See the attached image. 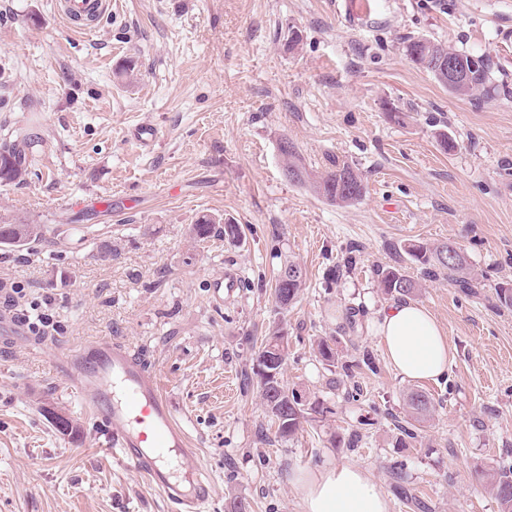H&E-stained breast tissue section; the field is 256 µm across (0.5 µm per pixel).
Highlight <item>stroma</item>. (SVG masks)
Returning a JSON list of instances; mask_svg holds the SVG:
<instances>
[{
    "mask_svg": "<svg viewBox=\"0 0 512 512\" xmlns=\"http://www.w3.org/2000/svg\"><path fill=\"white\" fill-rule=\"evenodd\" d=\"M420 38L483 57L488 90L449 92L408 56ZM140 123L158 130L152 148L131 137ZM14 131L35 146L24 180L0 181V222L44 237L0 248V312L22 322L36 303L53 326L0 340V512H174L101 451L53 368L59 349L99 338L157 375L210 477L207 512H302L291 474L341 464L365 470L390 512H500L482 475L512 463V310L495 301L512 283V0H112L93 35L54 0H0V138ZM284 141L309 169L350 164L365 194L336 205L289 181ZM67 196L89 204L59 208ZM204 215L239 224L240 240H191ZM448 240L476 288L422 279L405 252ZM288 259L306 282L283 310ZM380 266L421 278L416 301L453 350L447 380L386 363ZM228 272L240 286L216 299ZM276 323L287 387L324 407L290 440L250 379ZM323 338L339 367L317 358ZM416 390L435 413L406 439ZM288 270L295 272V276L289 280H285L284 276ZM305 283V274L302 267L294 261L288 260L280 267L276 278L274 288L275 303L278 308L283 309L284 305L288 306L294 303L299 296Z\"/></svg>",
    "mask_w": 512,
    "mask_h": 512,
    "instance_id": "obj_1",
    "label": "stroma"
}]
</instances>
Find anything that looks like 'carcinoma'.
<instances>
[{
  "instance_id": "1",
  "label": "carcinoma",
  "mask_w": 512,
  "mask_h": 512,
  "mask_svg": "<svg viewBox=\"0 0 512 512\" xmlns=\"http://www.w3.org/2000/svg\"><path fill=\"white\" fill-rule=\"evenodd\" d=\"M453 58L460 70L471 75V83L478 90L486 86L489 69L481 56L453 52ZM30 137L18 135L0 142V179L16 181L28 173L27 149ZM285 157L286 176L299 183H310L315 192L332 204H349L362 197L364 184L362 176L349 164L335 163L321 175L307 170L294 147L283 142L280 146ZM219 232L228 240L241 236L239 225L227 222L224 227L216 228V222L207 216L191 225L190 234L196 241H206ZM42 236L39 224H0V245L4 247L22 246L30 240ZM407 255L415 262L426 277L434 278L440 273L448 275L449 280L461 288L473 287L471 268L467 255L454 242L437 245L411 243L405 247ZM378 287L388 296L414 297L422 288L405 271L396 267H380L376 270ZM305 283L302 267L289 260L280 267L274 288L275 303L278 308L293 304ZM262 399L275 418H281L277 434L282 438H293L301 429L308 411H317L318 406L306 407L301 396L290 391L285 384L261 388ZM410 419L421 424L430 421L434 413L433 399L424 391L410 394L408 398ZM490 491L497 500L501 512H512V466L504 465L486 474Z\"/></svg>"
}]
</instances>
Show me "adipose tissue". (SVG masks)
Instances as JSON below:
<instances>
[{
	"mask_svg": "<svg viewBox=\"0 0 512 512\" xmlns=\"http://www.w3.org/2000/svg\"><path fill=\"white\" fill-rule=\"evenodd\" d=\"M376 332L389 365L403 378L436 381L448 375L452 348L434 316L402 301L378 314ZM292 483L303 512H389L387 497L358 466L344 464L318 474H296Z\"/></svg>",
	"mask_w": 512,
	"mask_h": 512,
	"instance_id": "ef3b65f1",
	"label": "adipose tissue"
}]
</instances>
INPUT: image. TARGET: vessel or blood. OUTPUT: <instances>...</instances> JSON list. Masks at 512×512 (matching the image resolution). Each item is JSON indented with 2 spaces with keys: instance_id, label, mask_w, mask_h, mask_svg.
<instances>
[{
  "instance_id": "vessel-or-blood-1",
  "label": "vessel or blood",
  "mask_w": 512,
  "mask_h": 512,
  "mask_svg": "<svg viewBox=\"0 0 512 512\" xmlns=\"http://www.w3.org/2000/svg\"><path fill=\"white\" fill-rule=\"evenodd\" d=\"M112 11V0H58V13L70 29L90 34ZM54 365L80 405L103 432L104 453L135 468L149 488L179 512H205L208 479L190 468L178 480L170 467L171 451L193 459L186 431L176 420L160 384L131 349L104 339L64 348Z\"/></svg>"
}]
</instances>
